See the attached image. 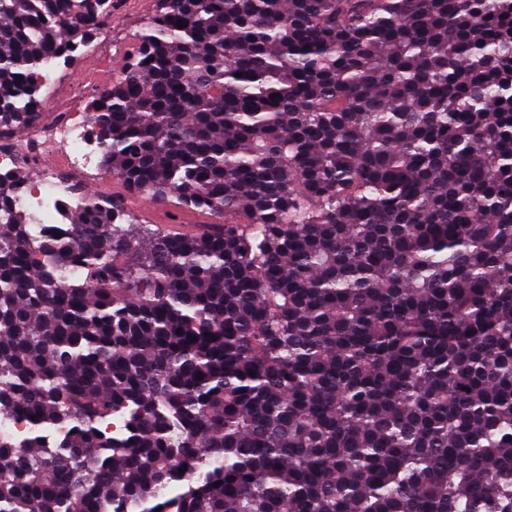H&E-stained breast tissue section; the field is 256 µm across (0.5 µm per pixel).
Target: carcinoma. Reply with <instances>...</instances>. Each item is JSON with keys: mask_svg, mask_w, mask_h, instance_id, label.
Listing matches in <instances>:
<instances>
[{"mask_svg": "<svg viewBox=\"0 0 512 512\" xmlns=\"http://www.w3.org/2000/svg\"><path fill=\"white\" fill-rule=\"evenodd\" d=\"M110 24L0 0V133ZM87 120L224 223L0 193V512H512V0H156ZM30 422L22 417H0V441L21 443L31 434Z\"/></svg>", "mask_w": 512, "mask_h": 512, "instance_id": "obj_1", "label": "carcinoma"}]
</instances>
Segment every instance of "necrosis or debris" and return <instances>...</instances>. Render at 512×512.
I'll return each instance as SVG.
<instances>
[{"instance_id": "4bbe7bcc", "label": "necrosis or debris", "mask_w": 512, "mask_h": 512, "mask_svg": "<svg viewBox=\"0 0 512 512\" xmlns=\"http://www.w3.org/2000/svg\"><path fill=\"white\" fill-rule=\"evenodd\" d=\"M78 56L90 62L81 85L61 89V63L56 59L39 74V85L47 92L45 106L52 114L51 122L37 123L9 141H0L1 191H11L12 177L21 168L38 171L18 194L16 203L29 212L32 230L40 235L51 225L69 223L72 213L84 207V180L97 169L99 144L85 125L84 108L89 91L111 82L112 71L103 52L83 48ZM49 151L59 152L60 161L55 168H41V158Z\"/></svg>"}]
</instances>
